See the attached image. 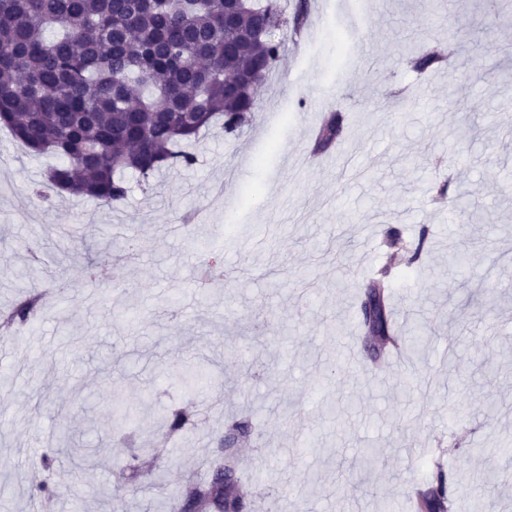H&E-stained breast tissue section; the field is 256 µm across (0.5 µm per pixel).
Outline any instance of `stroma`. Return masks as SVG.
<instances>
[{"mask_svg":"<svg viewBox=\"0 0 512 512\" xmlns=\"http://www.w3.org/2000/svg\"><path fill=\"white\" fill-rule=\"evenodd\" d=\"M492 0H308L303 49L285 47L255 120L235 137L205 135L198 161L133 185L124 204L27 193L52 156L25 153L0 131V312L22 292L62 294L25 329L0 373V512H29L33 477L60 424L96 453L58 451L41 512H145L154 480L177 496L213 458L224 424L254 431L238 462L248 512H410L408 496L446 478L450 512H470L477 479H498L484 512H512V9ZM372 17L369 43L351 35ZM452 37L445 69L418 74L407 47ZM343 136L315 148L325 116ZM475 139L458 136L463 123ZM463 195L480 222L460 225L430 203V188ZM171 224L193 225L197 251ZM426 235L418 264L388 259V227ZM141 263L123 264L125 238ZM38 240L40 278L17 267ZM470 258L448 267V247ZM234 272L199 300L202 262ZM389 267L392 321L423 323L429 339L402 366L374 363L358 327L359 293ZM356 357L344 361L346 350ZM206 364L221 407L191 434L164 440L157 409L184 403L180 374ZM143 453V476H115L123 433ZM378 459L364 465L359 451Z\"/></svg>","mask_w":512,"mask_h":512,"instance_id":"stroma-1","label":"stroma"}]
</instances>
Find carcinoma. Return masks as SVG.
Segmentation results:
<instances>
[{
	"mask_svg": "<svg viewBox=\"0 0 512 512\" xmlns=\"http://www.w3.org/2000/svg\"><path fill=\"white\" fill-rule=\"evenodd\" d=\"M271 0H0V128H6L29 154H53L62 163L49 169L45 187L116 207L126 200L124 175L140 181L165 169L189 168L196 156L184 150L199 134L221 125L235 136L246 117L255 116L259 89L276 67L283 40L267 29ZM407 62L425 73L445 59L415 44ZM251 77L234 91L224 76ZM342 130L332 115L320 131L317 148L331 145ZM381 277L363 291L361 332L382 359L392 348H420L423 331L394 334L390 292ZM42 310L39 297L21 300L6 322L27 327ZM166 433L182 436L202 422L196 404L170 407L161 414ZM252 425L233 419L207 480L189 485L179 512H244L248 504L235 483L238 453ZM57 444L82 461L94 449L78 446L67 427ZM143 474L133 453L119 463L118 477L136 481ZM415 512H448L443 476L419 494Z\"/></svg>",
	"mask_w": 512,
	"mask_h": 512,
	"instance_id": "1",
	"label": "carcinoma"
}]
</instances>
